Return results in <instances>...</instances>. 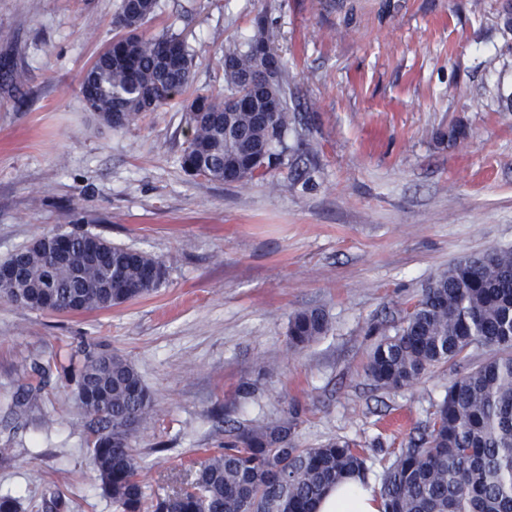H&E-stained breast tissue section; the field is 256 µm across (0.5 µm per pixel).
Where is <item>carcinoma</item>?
<instances>
[{"label": "carcinoma", "mask_w": 512, "mask_h": 512, "mask_svg": "<svg viewBox=\"0 0 512 512\" xmlns=\"http://www.w3.org/2000/svg\"><path fill=\"white\" fill-rule=\"evenodd\" d=\"M157 8L158 0H120L112 41L83 78L87 108L100 124L121 130L180 99L188 127L180 164L188 175L225 183L265 178L284 164L294 131L284 66L270 84L256 80L268 59L279 57L274 33L257 18L253 34L218 60L224 87L192 92L194 49L175 33L145 34ZM90 240L107 260H84ZM46 243L64 246L70 260L48 267ZM166 276L164 262L150 253L88 231L46 232L0 261V298L34 311L109 310L151 294ZM327 331L321 310L289 316L293 348ZM473 347L489 356L450 382L424 433L386 467L384 512H512V247L464 256L434 275L393 332L374 343L366 374L398 391ZM70 380L90 418L100 489L115 512H315L338 481L365 475V457L349 439L299 447L293 410L228 431L222 448L192 466L193 479L153 496L130 446L153 408L135 367L119 356L89 355Z\"/></svg>", "instance_id": "obj_1"}]
</instances>
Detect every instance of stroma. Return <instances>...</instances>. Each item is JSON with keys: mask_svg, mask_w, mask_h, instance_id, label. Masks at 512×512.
Wrapping results in <instances>:
<instances>
[{"mask_svg": "<svg viewBox=\"0 0 512 512\" xmlns=\"http://www.w3.org/2000/svg\"><path fill=\"white\" fill-rule=\"evenodd\" d=\"M119 0H0V260L80 227L163 259L165 283L109 309L37 312L0 299V495L21 512H114L62 363L130 361L154 408L132 440L148 491L171 489L224 432L298 411L311 448L360 444L366 481L419 436L450 381L486 356L399 391L373 385L371 328L391 329L439 270L512 247V0H161L148 25L194 48V88L263 17L284 60L296 131L262 180L180 166L171 105L113 131L82 77L111 42ZM21 73L20 83L8 71ZM326 336L297 350L288 318ZM328 331L326 314L318 309H300L288 319V340L291 347L303 349Z\"/></svg>", "mask_w": 512, "mask_h": 512, "instance_id": "stroma-1", "label": "stroma"}]
</instances>
